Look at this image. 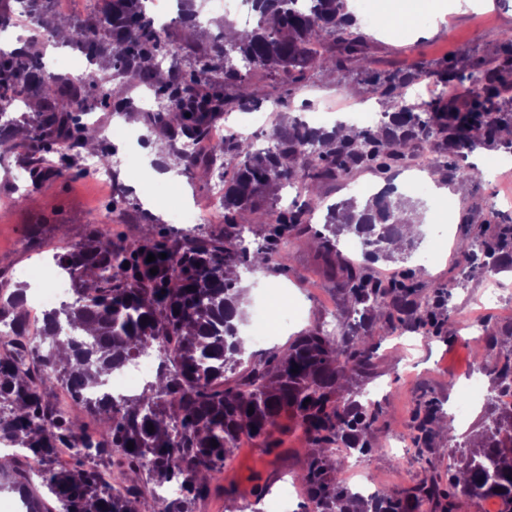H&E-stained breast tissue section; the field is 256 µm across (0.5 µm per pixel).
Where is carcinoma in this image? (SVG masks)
Instances as JSON below:
<instances>
[{
    "mask_svg": "<svg viewBox=\"0 0 512 512\" xmlns=\"http://www.w3.org/2000/svg\"><path fill=\"white\" fill-rule=\"evenodd\" d=\"M50 2L28 0L35 39L20 51L0 52V108L17 103L33 109L24 127L28 149L22 160L35 172L48 167L56 145L66 150L61 161L68 169L87 151L110 164L107 150L88 148V129L72 111L98 93L120 109L139 82L167 99L168 109L147 112L145 118L171 142L177 135L205 138L225 113L267 102L269 95L253 83L258 69L296 81L311 70L341 72L351 60L369 67L347 0H253L257 26L247 39L222 35L202 48L188 45L200 69L164 72L158 57L173 52L174 45L145 0H109V9L93 22L68 24L65 40L92 62L112 60L113 74L74 79L42 69L43 33L60 38ZM15 25L12 0H0V31ZM325 35L336 54L315 49ZM422 77L466 84L468 98L408 102L407 88ZM369 84L394 107L384 113L388 121L377 131L354 129L347 136L339 127L320 131L292 118L276 128L273 146L265 151L234 136L224 139L221 152L205 156L170 146L187 176L209 172L217 158L233 167V178L224 182V231L196 236L149 230L127 245L97 229L84 242L52 255L70 276L74 300L47 311L33 340L0 338V443L15 447L14 453L0 456V479L21 496L27 512H144L148 499H157L158 491L180 478L183 492L165 501L163 512H196L197 505L224 494L217 474L240 435L251 436L260 448L283 444L275 432L281 431L284 414L308 439V447L300 450L304 465L297 479L312 512H420L424 506L428 512H457L460 498L488 496L501 500V512H512V411L503 412L494 402L479 440L461 453L457 473L446 484L432 474L412 487L384 488L368 497L338 477V446L360 457L380 451L373 440L380 404L364 403L360 392L343 394L344 383L376 374L375 337L399 326L419 328L436 316L419 282L374 285L362 268L346 265L339 249L345 233L360 242L367 264L394 254L391 245L402 239V226L415 223V207L392 198V189L363 204L350 199L326 209L322 257L352 313L360 315L358 322L336 337L309 328L257 359L245 357L234 322L241 294L236 273L249 266L274 272L277 265L269 243L252 249L242 244V214L272 224V236L281 238L309 223L322 184L365 167L391 170L413 159L420 142L437 138L453 153L459 144L467 150L481 143L512 149V138L503 136L512 135V98L502 97L512 89V71L496 66L469 71L451 64L420 75L375 73ZM453 178L477 185L482 173L458 165ZM298 179L307 189L304 204L276 216L262 207L270 189ZM412 244L410 237L403 248ZM461 252L482 258L472 274L501 268L500 250L486 241L476 250L465 240ZM150 254L156 260L148 263ZM23 296L20 286L0 281V321L19 328L26 324V313L17 312ZM507 337L512 339V329L503 334L484 330V351L474 354L498 389L512 387ZM499 346L506 362L492 366L486 351ZM150 349L159 358L157 381L135 399L110 402L100 391L102 376ZM64 384L99 418L97 430L88 432L50 403V393ZM439 413L426 401L414 419L417 455L427 470L433 468L435 438H456L455 427L439 425ZM59 448L78 449L75 462L54 466ZM35 466L38 487L30 476Z\"/></svg>",
    "mask_w": 512,
    "mask_h": 512,
    "instance_id": "carcinoma-1",
    "label": "carcinoma"
}]
</instances>
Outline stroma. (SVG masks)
<instances>
[{
  "label": "stroma",
  "mask_w": 512,
  "mask_h": 512,
  "mask_svg": "<svg viewBox=\"0 0 512 512\" xmlns=\"http://www.w3.org/2000/svg\"><path fill=\"white\" fill-rule=\"evenodd\" d=\"M407 26H391L378 33L372 18L387 5V0H351L350 6L359 20L364 37L365 53L371 67L379 73L419 71L446 64L448 57L457 55L464 62L495 59L497 66L512 67V49L504 43V32L512 29V0H406ZM178 2L170 0L168 10L159 12L160 21L168 25L174 44H208L224 31V23L211 0L200 9L204 19L197 24L193 38H186L185 27L179 24ZM258 84L271 94L275 110L269 115V127H276L288 118L304 119L314 127H333L337 112H385L389 103L373 92L364 82L359 62L347 64L344 78H335L326 71L307 73L298 83L285 78L271 81L257 75ZM85 115L86 123L97 127L98 144L112 152H136L140 167L135 171L119 170L123 195L112 193L110 185L89 177L84 163L59 175L47 171L41 177L18 179L21 170L19 156L24 151L22 138L10 137L0 145V277L40 259H51L85 240L99 224H107L113 240L127 244L135 242L145 231L146 216L159 218L160 229L167 234L183 232L180 224L168 221L163 202L147 198L145 186L165 191L169 182L160 178V163L169 152L167 140L139 124L135 141L123 144L109 139L108 123L116 121L111 103L93 100ZM448 154L437 141L425 143L424 166L409 165L385 174L363 170L350 178L323 184L320 195L324 204L347 198L365 201L381 186L397 177H407V196L427 204L429 224L444 222L452 228V239L439 251L430 264H422L420 251L392 262L372 265V273L395 270L401 273H421L424 295L435 299L445 294L450 318L443 323L438 335L426 336L421 330L400 327L393 334L376 340L375 362L377 375L368 381L355 379L346 384L349 392L367 391L383 385L379 397L382 412L380 429L375 435L382 453L367 458L366 465L373 480L381 487L400 490L420 482L425 472L421 465L400 467L396 461L402 455L400 441H411L412 418L419 402L440 404L443 412L456 414L457 395L469 383L473 370L472 354L480 349L481 341L467 324L479 319L483 326L504 328L512 325V268L498 274L496 281L487 275H467L468 260L460 253L463 240L481 234L489 225L512 224V196L508 195L500 177L487 176L476 186L461 183L444 175L442 182L448 190L447 199H440L432 186L433 175L429 160L447 159ZM180 193L184 203H196L200 221L193 231L207 235L222 231L224 215L208 204L212 189L211 177L189 179L180 177ZM324 230V214L316 212L311 223L300 232L277 241L278 270L241 271L239 284L255 290L256 294L279 286L293 295L299 316L292 320L271 345H251L250 354L260 355L269 346L280 347L290 336L313 326H324L332 314L348 311L349 305L336 289V278L327 269L315 241ZM485 403L477 401L467 408L465 418L455 421L458 437L480 430ZM284 426V447L266 453L258 448L236 449L225 464L220 482L226 492L222 498L208 502L204 512H244L255 485H268L277 493L284 481L294 480L303 459L299 448L306 439L300 428L281 418Z\"/></svg>",
  "instance_id": "obj_1"
}]
</instances>
